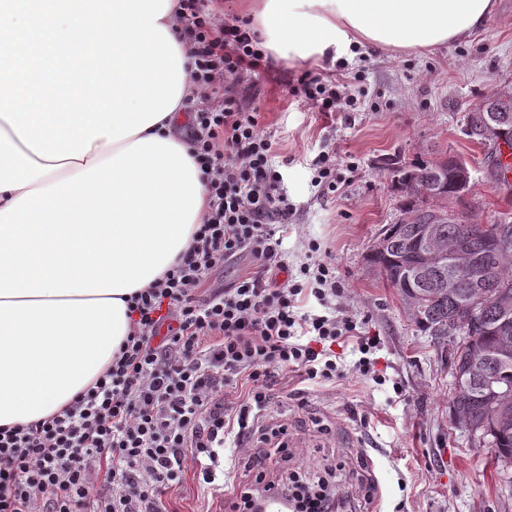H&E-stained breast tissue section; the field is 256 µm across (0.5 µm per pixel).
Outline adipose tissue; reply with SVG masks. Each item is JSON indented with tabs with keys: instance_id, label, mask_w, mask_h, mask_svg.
Here are the masks:
<instances>
[{
	"instance_id": "obj_1",
	"label": "adipose tissue",
	"mask_w": 512,
	"mask_h": 512,
	"mask_svg": "<svg viewBox=\"0 0 512 512\" xmlns=\"http://www.w3.org/2000/svg\"><path fill=\"white\" fill-rule=\"evenodd\" d=\"M494 0H265L264 47L283 59L351 46L425 49L469 37ZM182 105L84 157L47 160L0 119V426L47 418L111 362L126 297L185 252L207 210L174 134Z\"/></svg>"
}]
</instances>
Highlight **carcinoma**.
Wrapping results in <instances>:
<instances>
[{"mask_svg":"<svg viewBox=\"0 0 512 512\" xmlns=\"http://www.w3.org/2000/svg\"><path fill=\"white\" fill-rule=\"evenodd\" d=\"M502 142L488 141L487 176L499 187L511 191L512 185L501 183L496 172L511 169L503 162L501 145L512 156V111L502 125ZM467 161L454 153L431 161L414 162L393 168L394 177L410 198V205L395 224L384 227L369 255L370 263L384 276L405 305L415 324L428 336L448 335V320L459 321L457 334L462 336L455 365L469 375L476 369L512 384V342L505 346L495 327L502 321L504 305L512 308V247L503 252L492 245V230L499 225L481 228L463 217L428 206L426 192L436 183L445 187L447 198L459 199L453 180L458 165ZM433 239L443 255L429 258L419 242L422 234ZM462 242L475 264L491 272L485 287H474L471 272L448 265V248ZM452 415L464 416L474 428H492L493 420L482 387L463 390L450 396ZM492 435L494 464L501 468L512 461V411Z\"/></svg>","mask_w":512,"mask_h":512,"instance_id":"obj_1","label":"carcinoma"}]
</instances>
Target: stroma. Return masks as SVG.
<instances>
[{"label":"stroma","mask_w":512,"mask_h":512,"mask_svg":"<svg viewBox=\"0 0 512 512\" xmlns=\"http://www.w3.org/2000/svg\"><path fill=\"white\" fill-rule=\"evenodd\" d=\"M347 77L354 110L326 114L292 96L301 71ZM512 81V0H498L487 25L470 37L424 50L355 48L337 58H272L261 79L242 76L246 104L259 107L287 165L286 186L297 212L284 245L290 267L319 243L336 266L341 311L363 320L380 343L364 376L358 354L345 353L335 385L308 386L304 400L275 398L273 415L288 427L294 461L310 468L340 455L372 463L381 489L374 512H512L499 483L494 452L449 430L448 360L405 313L394 289L368 262L380 230L399 221L405 198L389 160H433L451 151L467 158L473 184L448 207L474 224L512 220V193L484 173V146L463 135L467 116L494 84ZM336 155L335 192L311 185L307 160Z\"/></svg>","instance_id":"obj_1"}]
</instances>
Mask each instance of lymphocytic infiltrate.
<instances>
[{"label": "lymphocytic infiltrate", "mask_w": 512, "mask_h": 512, "mask_svg": "<svg viewBox=\"0 0 512 512\" xmlns=\"http://www.w3.org/2000/svg\"><path fill=\"white\" fill-rule=\"evenodd\" d=\"M173 22L191 58L184 140L207 217L177 262L128 298L129 333L95 382L49 418L0 428V512H166L191 469L232 512H262L271 497L294 512H361L379 496L367 461L296 471L287 426L268 420L270 380L335 382L334 348L345 343L369 374L379 341L337 312L331 262L288 272L283 241L297 207L260 110L236 90L269 62L249 21L224 0H177ZM290 91L321 112L351 95L348 82L313 71ZM244 255L255 272L212 286ZM237 466L249 479L230 480Z\"/></svg>", "instance_id": "1"}]
</instances>
